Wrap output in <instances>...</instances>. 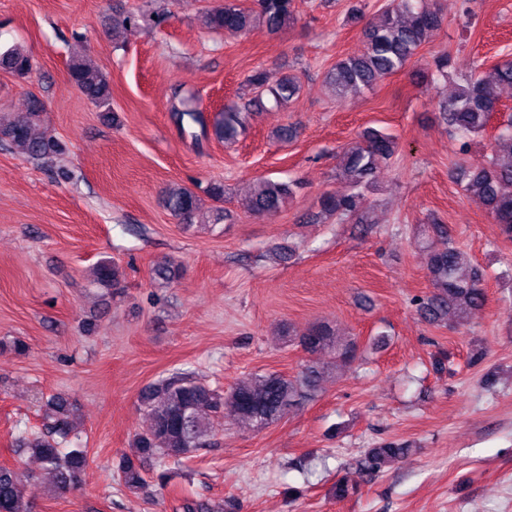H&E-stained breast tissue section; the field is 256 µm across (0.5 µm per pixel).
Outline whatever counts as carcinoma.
<instances>
[{"instance_id":"carcinoma-1","label":"carcinoma","mask_w":512,"mask_h":512,"mask_svg":"<svg viewBox=\"0 0 512 512\" xmlns=\"http://www.w3.org/2000/svg\"><path fill=\"white\" fill-rule=\"evenodd\" d=\"M421 0H389L379 18L365 22L362 53L341 59L327 72L326 79L336 100L341 102L352 93L373 89L383 79L404 70L420 46L430 41L444 25L441 0L420 5ZM298 21L295 0H251L249 6L239 0H222L199 15L202 28L213 32L240 35L262 29L276 34ZM448 53L439 50L433 56L431 75L418 74L435 83L448 79ZM32 56L20 47L0 52V69L16 74L33 70ZM72 83L97 107L111 112V88L106 75L88 59L73 61ZM248 93L237 101L226 103L215 115L212 133L219 141L231 145L244 135L255 110L263 107V98H272L282 108L296 100L301 86L296 77L282 75L275 79L258 68L247 79ZM512 87V59H506L465 80L457 91L439 101L441 118L448 129L462 138L481 136L500 106V90ZM179 126L184 121L206 126L196 96L179 98L173 107ZM0 143L16 148L33 160L65 153L63 145L44 127V105L30 101L27 111L0 120ZM398 151L394 135L366 129L350 142L343 153L342 175L346 181L343 193H330L321 198L320 214L340 221L364 223L365 191L374 182L379 168ZM457 180L466 196L479 201L499 225L501 234L512 239V115L497 127L491 143V158L482 167L457 169ZM298 183L261 177L245 199L244 208L256 217L274 216L294 198ZM214 205L202 209L199 196L190 188L174 184L165 194L166 208L186 224L210 228L224 223V185L213 183L207 189ZM427 269L433 291L418 300V310L430 320L448 318L453 312L456 322L464 325L475 317L485 302L484 276L471 266L454 245L447 227L437 222L427 225ZM445 241L438 247L430 236ZM125 274L120 265L105 258L92 268V282L104 295L123 287ZM310 354L320 358L306 364L295 377L268 373L238 381L229 391L213 388L191 372H175L162 377L142 390L139 400L149 420L148 427L136 434L133 457H125L119 465L123 485L131 492L145 483L143 464L156 459L161 464H178L191 453L213 445L219 419L228 406L239 419L262 429L292 410L312 400L329 367L335 362L351 363L358 358L356 341L344 340L327 324L311 325L300 338ZM77 407L70 397L55 393L43 402L41 425L36 431L19 430L16 448L41 464L44 477L65 492L81 482L88 463L87 449L77 443L75 419ZM406 443L389 442L369 448L363 466L370 475H379L404 458ZM34 484L32 478L18 468L0 466V512H31Z\"/></svg>"}]
</instances>
